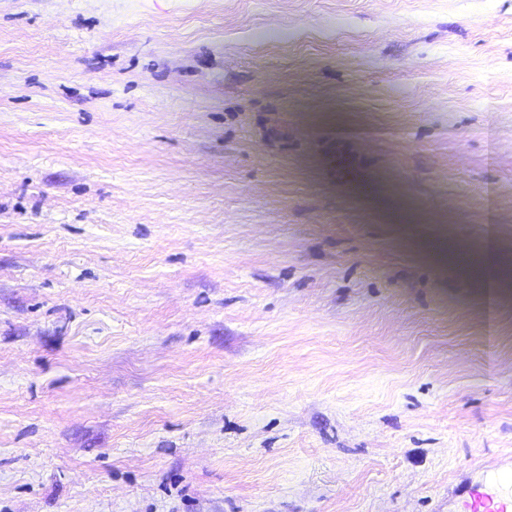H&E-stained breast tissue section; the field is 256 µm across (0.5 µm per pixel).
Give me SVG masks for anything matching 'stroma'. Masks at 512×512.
<instances>
[{"instance_id":"1","label":"stroma","mask_w":512,"mask_h":512,"mask_svg":"<svg viewBox=\"0 0 512 512\" xmlns=\"http://www.w3.org/2000/svg\"><path fill=\"white\" fill-rule=\"evenodd\" d=\"M509 472L512 0H0V512Z\"/></svg>"}]
</instances>
